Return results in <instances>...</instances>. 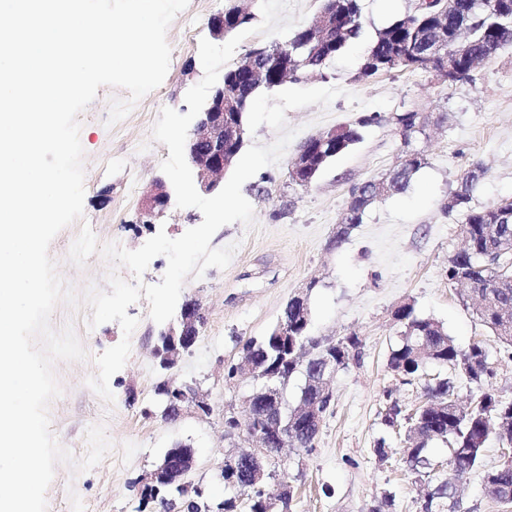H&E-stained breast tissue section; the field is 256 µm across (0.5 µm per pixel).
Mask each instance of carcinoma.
<instances>
[{
	"label": "carcinoma",
	"instance_id": "1",
	"mask_svg": "<svg viewBox=\"0 0 512 512\" xmlns=\"http://www.w3.org/2000/svg\"><path fill=\"white\" fill-rule=\"evenodd\" d=\"M447 10L444 27L462 28L459 36L446 43L448 62L467 70L471 62L487 59V49L494 44L499 48L512 44V0H442L425 11L405 14L392 20L376 32L361 60L360 73L366 77L378 73H392L391 63L397 56H405V71H423L416 49L435 40L436 15ZM226 22L241 28L250 23L252 13L248 0H226ZM362 0H336V30L333 43L316 51L303 43L304 30L288 38V45L273 43L267 54L254 60L253 68L234 66L224 73V95L236 102L237 108L228 114V121H245L256 95L263 89L271 90L287 81H297L302 75L325 76L328 62L362 34ZM301 57L303 65L286 75L279 70L282 48ZM382 121L373 114L359 120L357 126L336 129V139L319 145L310 144L306 157L304 177L313 181L325 166L338 155L362 139L359 128ZM397 131L409 145L411 138L424 131L425 119L421 113L407 110L392 116ZM425 165L422 155L409 152L404 159L383 178L389 193H401L409 186L414 175ZM485 170L476 163L465 170L458 189L444 204L445 213L462 215L461 224L469 228L470 242L461 252L448 258L446 277L455 284L458 272H465L474 284L472 292L482 297L472 302L480 322L496 336L504 347L512 348V316L502 318V307H512V288L492 287L493 280L503 267L512 264V216L501 217L496 206L474 209L470 206L472 193L483 179ZM366 185L361 183L350 190L354 201L346 208L344 235L363 223L375 202L366 197ZM397 323L402 327L399 343L391 348L388 367L410 384L420 378L428 363H436L451 371V376L434 378L424 386L428 403L416 409L412 423L408 424L407 438L413 447L407 449L404 463L407 470L427 478L428 489L421 504L422 512H460L461 502L456 496L455 479L469 474L482 460L491 432H496L499 444L512 445V401L506 402L496 395L491 379L495 375L488 355L479 342L467 349L456 346L444 326L418 315L414 305L403 304L398 310ZM262 348L266 366L288 365L286 375L297 376L306 382L307 368L294 367L293 360L282 357V348L276 330L260 338H249L242 345V353L252 354V345ZM466 377L476 386L475 404L462 409L453 404L456 375ZM441 440L450 446L448 473L433 474L426 467L430 459L428 444ZM484 493L491 500L512 504V463H502L488 471L484 477ZM224 486L244 493L249 499L250 512H265L264 490L251 485L247 469L236 463H224ZM142 508L153 512H172V505L183 512H210L202 490L190 493L179 490L168 494L141 493Z\"/></svg>",
	"mask_w": 512,
	"mask_h": 512
}]
</instances>
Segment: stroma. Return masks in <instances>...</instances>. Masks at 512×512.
<instances>
[{
    "label": "stroma",
    "mask_w": 512,
    "mask_h": 512,
    "mask_svg": "<svg viewBox=\"0 0 512 512\" xmlns=\"http://www.w3.org/2000/svg\"><path fill=\"white\" fill-rule=\"evenodd\" d=\"M416 4L363 0L362 40L330 62L326 78L298 81L301 89L337 86L344 94L325 108L316 104L287 111L286 125L295 135L285 154L242 186L254 209V226L235 222L219 228L210 245L237 244L230 265L186 279L180 298L197 300L206 325L174 368H160L154 346L161 326L150 318L148 301L139 300L127 309L138 320L131 353L110 380L113 402L103 401L87 380L96 373L95 357L120 342L122 329L115 322L89 327L90 309L56 306L52 328L72 325L87 358L54 365L62 394L49 405L52 432L79 460L88 451L87 428L101 423L111 448L87 471L58 464L46 493L47 512H139L140 479L178 443L194 449L190 480L209 503L231 497L217 474L241 441L227 437L224 412L241 409L254 385L225 383L224 365L238 359L243 341L275 325L288 299L301 290L310 306L311 336L335 339L354 333L362 349L359 362L336 375L334 412L325 418L314 451L290 453L266 481L267 493L274 495L281 478H289L295 490L290 512H420L423 485L406 471L400 437L383 421L390 402L409 413L422 401L421 385L402 384L387 366L389 350L401 334L393 311L402 303H413L418 314L441 322L460 348L481 342L496 371L493 388L502 400L512 401V356L445 277L448 259L462 248L463 237L460 216L443 211L475 161L486 175L472 195V207L512 198V45L478 65L471 81L453 86L431 72L363 76L360 62L367 41L395 16L414 12ZM167 40L168 73L150 96L173 103L184 114L189 110L186 92L204 75L199 47L185 44L177 20ZM352 93L360 104L349 102ZM380 96L389 98V106H373ZM128 97L124 89L100 87L79 116L84 214L60 231L49 248L61 278L79 292L91 286L108 289L112 271L126 281L134 279L129 269L113 267L98 254L80 267L70 263L68 246L82 227H90L100 244L135 250L158 231L177 238L203 220L199 209L173 202L160 215L146 218L143 197L162 177L160 165L169 149L152 137L157 112L136 105L122 121L107 126L111 100ZM407 109L426 118L425 134L408 146L391 122ZM375 112L381 123L363 128L361 142L327 164L309 187L289 183L287 168L306 139ZM408 148L426 161L408 189L374 202L342 246L331 247L351 187L384 177ZM164 380L196 383L208 395L210 414L188 412L178 421H164L155 396L156 385ZM381 439L394 450L386 462L373 452ZM499 462L498 444L488 442L479 468L462 484L461 512H512V505L498 504L484 493L482 477Z\"/></svg>",
    "instance_id": "obj_1"
}]
</instances>
